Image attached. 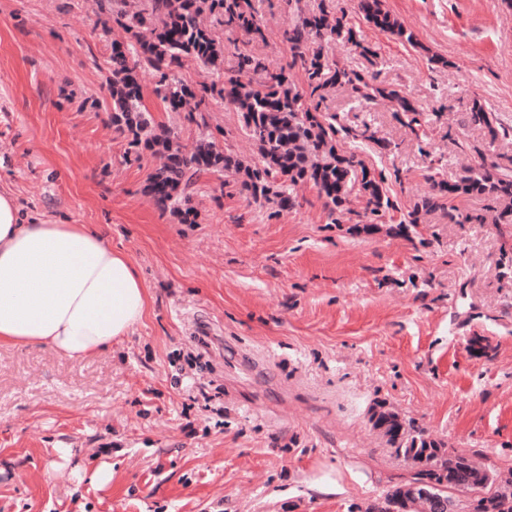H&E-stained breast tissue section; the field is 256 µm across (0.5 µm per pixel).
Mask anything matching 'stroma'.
Returning a JSON list of instances; mask_svg holds the SVG:
<instances>
[{
    "label": "stroma",
    "mask_w": 512,
    "mask_h": 512,
    "mask_svg": "<svg viewBox=\"0 0 512 512\" xmlns=\"http://www.w3.org/2000/svg\"><path fill=\"white\" fill-rule=\"evenodd\" d=\"M309 4L345 16L378 55L342 62L441 113L426 128L443 157L431 172L391 108L354 112L343 88L328 93L341 122L379 137L341 149L385 176L394 233L332 224L309 185L271 220L214 178L192 195L196 223H181L145 191L156 158L112 125L106 12L0 0V176L37 220L104 225L149 289L142 323L92 358L0 346V512H351L412 475L368 423L377 400L512 470V278L500 275L512 224H453L436 210L397 230L433 182L457 179L462 147L512 156L491 136L512 128V0H385L414 46L353 0ZM293 21L285 0H264V40L216 29L223 70L188 60L184 83H221L243 47L284 65ZM139 76L184 149L210 132L257 162L238 112L216 102L197 123L155 97L152 70ZM475 100L491 129L465 123ZM103 464L111 482H91ZM332 482L342 493L326 492Z\"/></svg>",
    "instance_id": "obj_1"
}]
</instances>
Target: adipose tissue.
Wrapping results in <instances>:
<instances>
[{
  "instance_id": "1",
  "label": "adipose tissue",
  "mask_w": 512,
  "mask_h": 512,
  "mask_svg": "<svg viewBox=\"0 0 512 512\" xmlns=\"http://www.w3.org/2000/svg\"><path fill=\"white\" fill-rule=\"evenodd\" d=\"M148 299L105 228L40 222L0 185V346H46L80 361L128 336Z\"/></svg>"
}]
</instances>
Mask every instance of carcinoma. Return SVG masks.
Segmentation results:
<instances>
[{"label": "carcinoma", "mask_w": 512, "mask_h": 512, "mask_svg": "<svg viewBox=\"0 0 512 512\" xmlns=\"http://www.w3.org/2000/svg\"><path fill=\"white\" fill-rule=\"evenodd\" d=\"M259 0H146L133 8L128 0H109L112 25L103 37L112 40L110 60L112 125L130 138L132 147L147 150L162 163L150 174L146 190L163 211L183 223L197 218L189 206L191 192L203 176L226 180L254 201L268 206V217L276 218L297 203L295 189L315 187L329 211L331 223L341 224L353 214L350 197L361 198L356 216L365 223L352 228L377 233L393 202L383 186L384 177L372 172L357 155L339 148L338 134L374 140L370 126L336 127V116L321 110L327 86H340L356 108L382 102L406 116L408 127L419 124L422 109L393 86L377 82L369 71L351 68L335 56L338 44L360 50L362 56H377L356 39L344 16L325 8L299 12L298 20L284 30L290 45L288 65L272 68L266 59L238 53L237 66L221 85L204 86L195 92L180 77L184 60L192 58L204 66L224 64V44L213 34L216 24L241 34L247 41L264 40L259 22ZM367 22L382 32L413 42V34L385 7V0H357ZM149 66L158 73L154 94L173 112L194 118L207 112L213 100L241 114L243 128L260 157L259 163H244L212 134H204L186 153L178 134L155 121L143 105L139 70ZM302 72V83L288 80V71ZM468 123L491 127L490 117L473 100ZM507 160L504 165L501 160ZM481 196L495 206L484 213L459 214L447 199ZM448 209V219L457 224H512V157L480 155V160L462 166L452 184L435 183L408 214V223L418 224L421 215ZM371 428L386 438L396 457L414 469L412 477L398 483L367 505L364 512H435L434 498L442 497L447 512H512V471L504 475L475 462L469 455L431 437L415 421L384 400L368 410Z\"/></svg>", "instance_id": "1"}]
</instances>
